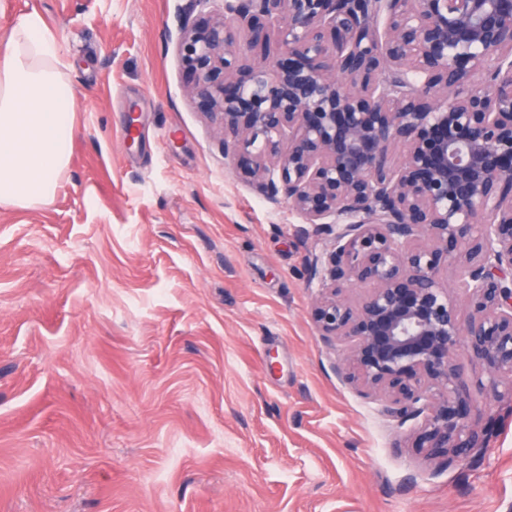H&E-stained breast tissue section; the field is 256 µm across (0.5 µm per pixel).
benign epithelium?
Returning <instances> with one entry per match:
<instances>
[{"label":"benign epithelium","instance_id":"7a95c632","mask_svg":"<svg viewBox=\"0 0 512 512\" xmlns=\"http://www.w3.org/2000/svg\"><path fill=\"white\" fill-rule=\"evenodd\" d=\"M180 53L224 159L332 241L312 319L337 373L467 464L459 348L512 401V0H224Z\"/></svg>","mask_w":512,"mask_h":512}]
</instances>
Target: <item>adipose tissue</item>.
<instances>
[{
    "label": "adipose tissue",
    "mask_w": 512,
    "mask_h": 512,
    "mask_svg": "<svg viewBox=\"0 0 512 512\" xmlns=\"http://www.w3.org/2000/svg\"><path fill=\"white\" fill-rule=\"evenodd\" d=\"M64 57L38 12L0 30V207L49 203L69 164L75 93Z\"/></svg>",
    "instance_id": "ef3b65f1"
}]
</instances>
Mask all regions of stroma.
Here are the masks:
<instances>
[{"mask_svg":"<svg viewBox=\"0 0 512 512\" xmlns=\"http://www.w3.org/2000/svg\"><path fill=\"white\" fill-rule=\"evenodd\" d=\"M40 13L76 94L53 201L0 207V512H512V406L437 469L418 420L336 374L328 236L225 160L187 95L190 0Z\"/></svg>","mask_w":512,"mask_h":512,"instance_id":"stroma-1","label":"stroma"}]
</instances>
